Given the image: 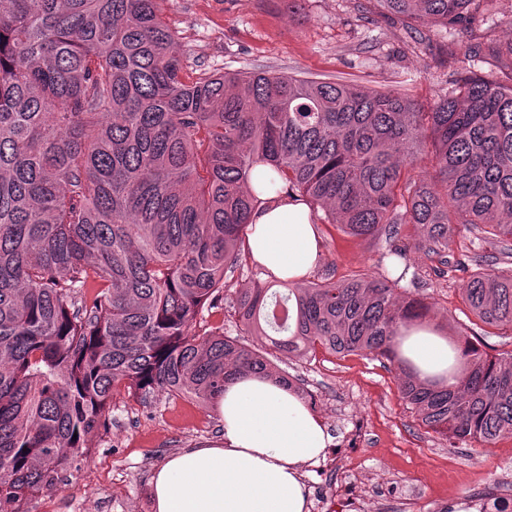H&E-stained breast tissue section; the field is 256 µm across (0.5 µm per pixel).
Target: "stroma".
<instances>
[{"instance_id":"obj_1","label":"stroma","mask_w":512,"mask_h":512,"mask_svg":"<svg viewBox=\"0 0 512 512\" xmlns=\"http://www.w3.org/2000/svg\"><path fill=\"white\" fill-rule=\"evenodd\" d=\"M161 10L190 81L224 72L282 73L395 89L426 109L451 88L453 58L472 39L494 50L469 61V71L512 77V0H493L470 29L435 30L419 46L406 19L385 13L377 0H163ZM315 223L322 242L316 274L339 280L406 269L413 294L437 321L476 334L488 353L512 351V330L488 329L464 306L462 273L439 277L435 259L422 251L407 248L401 260L385 241L344 235L323 210ZM277 365L312 394L311 409L331 437L320 464L302 468L309 494L353 485L381 512H454L489 483L512 497V437L486 447L427 429L403 400L398 372L386 359L320 350L312 358L280 356ZM109 419L108 431L89 437V458L71 464L56 491L33 498L29 512H152L154 468L222 437L216 403L186 397L140 399L119 389Z\"/></svg>"}]
</instances>
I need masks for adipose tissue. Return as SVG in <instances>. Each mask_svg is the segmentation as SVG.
I'll list each match as a JSON object with an SVG mask.
<instances>
[{
  "label": "adipose tissue",
  "mask_w": 512,
  "mask_h": 512,
  "mask_svg": "<svg viewBox=\"0 0 512 512\" xmlns=\"http://www.w3.org/2000/svg\"><path fill=\"white\" fill-rule=\"evenodd\" d=\"M253 259L278 281H298L321 256L309 206L263 195L249 225ZM404 351L425 374L448 366V344L428 330L414 331ZM223 438L166 459L152 473L154 512H307L302 464L330 443L325 425L306 403L269 380L248 375L218 400Z\"/></svg>",
  "instance_id": "1"
}]
</instances>
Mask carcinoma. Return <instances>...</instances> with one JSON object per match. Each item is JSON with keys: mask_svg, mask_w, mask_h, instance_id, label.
<instances>
[{"mask_svg": "<svg viewBox=\"0 0 512 512\" xmlns=\"http://www.w3.org/2000/svg\"><path fill=\"white\" fill-rule=\"evenodd\" d=\"M377 2L462 29L486 0ZM173 42L158 0H0V512H26L87 458L115 389L210 402L244 375L292 387L273 352L380 356L429 429L487 446L512 436V352L455 331L441 373L404 356L402 331L448 329L400 285L404 271L242 289L234 313L270 341L257 349L198 320L240 266L260 164L288 197L395 256L412 226L441 275L458 224L512 260V83L464 67L480 49L468 44L456 87L421 112L347 82H187ZM423 151L432 174L416 170ZM451 270L481 323L512 329V273L477 254Z\"/></svg>", "mask_w": 512, "mask_h": 512, "instance_id": "cac0c4a2", "label": "carcinoma"}]
</instances>
